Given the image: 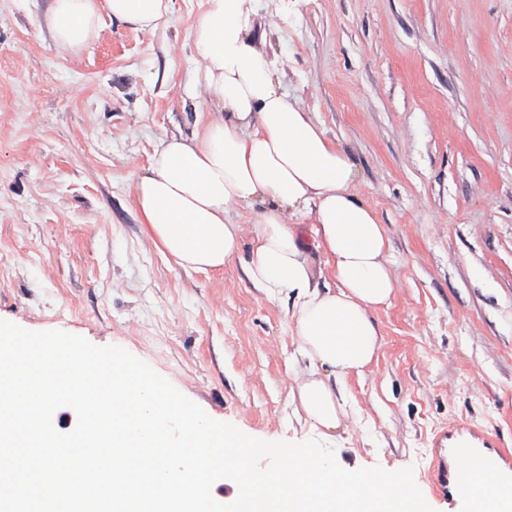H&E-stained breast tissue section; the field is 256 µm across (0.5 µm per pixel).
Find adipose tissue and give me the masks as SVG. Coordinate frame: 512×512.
Returning <instances> with one entry per match:
<instances>
[{
    "label": "adipose tissue",
    "instance_id": "obj_1",
    "mask_svg": "<svg viewBox=\"0 0 512 512\" xmlns=\"http://www.w3.org/2000/svg\"><path fill=\"white\" fill-rule=\"evenodd\" d=\"M205 3L191 32L200 56L194 78L214 109L195 138L163 139L134 177L135 204L162 253L185 269L222 270L251 241L252 286L293 300L307 367L292 400L327 435L346 417L341 384L363 373L381 346L372 313L395 293L390 241L354 190L350 155L284 91L286 71L265 50L277 26H257L253 0ZM170 7L171 0H52L48 22L56 42L76 50L94 38L102 14L151 31ZM252 209L257 222H239L240 211ZM304 228L324 256L329 287L318 286Z\"/></svg>",
    "mask_w": 512,
    "mask_h": 512
}]
</instances>
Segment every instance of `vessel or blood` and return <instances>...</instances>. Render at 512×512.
<instances>
[{
    "label": "vessel or blood",
    "mask_w": 512,
    "mask_h": 512,
    "mask_svg": "<svg viewBox=\"0 0 512 512\" xmlns=\"http://www.w3.org/2000/svg\"><path fill=\"white\" fill-rule=\"evenodd\" d=\"M432 491L450 494L456 512H512V451L488 432L453 422L434 441Z\"/></svg>",
    "instance_id": "b4317fda"
}]
</instances>
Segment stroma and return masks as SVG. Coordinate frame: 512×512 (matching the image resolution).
<instances>
[{
    "label": "stroma",
    "mask_w": 512,
    "mask_h": 512,
    "mask_svg": "<svg viewBox=\"0 0 512 512\" xmlns=\"http://www.w3.org/2000/svg\"><path fill=\"white\" fill-rule=\"evenodd\" d=\"M152 32L105 16L70 51L51 0H0V320L115 345L212 419L303 442L290 396L292 302L245 274L249 248L201 273L141 224L134 170L208 111L188 86L204 0ZM284 89L356 163L398 288L378 356L344 382L324 439L346 469L413 467L465 419L512 447V0H256Z\"/></svg>",
    "instance_id": "obj_1"
}]
</instances>
